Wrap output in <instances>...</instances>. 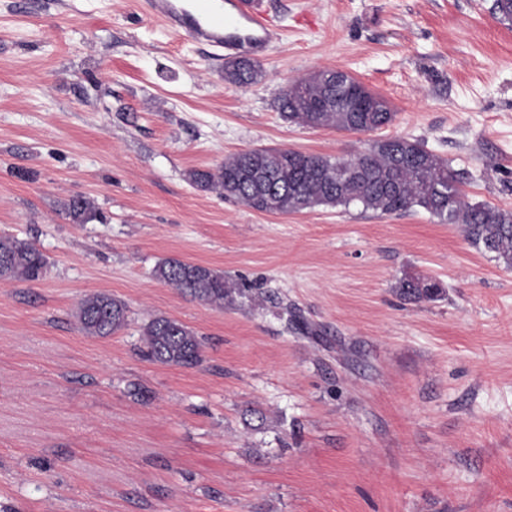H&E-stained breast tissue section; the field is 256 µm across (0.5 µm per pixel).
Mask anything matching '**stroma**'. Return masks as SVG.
I'll list each match as a JSON object with an SVG mask.
<instances>
[{"label":"stroma","instance_id":"obj_1","mask_svg":"<svg viewBox=\"0 0 512 512\" xmlns=\"http://www.w3.org/2000/svg\"><path fill=\"white\" fill-rule=\"evenodd\" d=\"M261 2L281 35L238 88L138 0H0V234L48 261L0 282V512H512V270L422 210L270 215L186 178L402 136L512 209V28L493 0ZM323 67L394 122L284 120L282 90ZM75 195L102 220L73 223ZM167 258L245 295L193 300L154 276ZM408 276L443 292L404 298ZM98 292L129 309L117 334L79 330ZM159 316L198 333L199 365L145 356Z\"/></svg>","mask_w":512,"mask_h":512}]
</instances>
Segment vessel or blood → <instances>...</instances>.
Masks as SVG:
<instances>
[{
    "mask_svg": "<svg viewBox=\"0 0 512 512\" xmlns=\"http://www.w3.org/2000/svg\"><path fill=\"white\" fill-rule=\"evenodd\" d=\"M141 10L146 18L231 56L261 52L279 36L275 23L251 0H142Z\"/></svg>",
    "mask_w": 512,
    "mask_h": 512,
    "instance_id": "vessel-or-blood-1",
    "label": "vessel or blood"
}]
</instances>
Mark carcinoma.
Masks as SVG:
<instances>
[{
  "mask_svg": "<svg viewBox=\"0 0 512 512\" xmlns=\"http://www.w3.org/2000/svg\"><path fill=\"white\" fill-rule=\"evenodd\" d=\"M492 11L512 25V0H494ZM264 77L261 64L250 58L224 62V83L245 87ZM281 116L290 123L347 132H372L390 124L395 113L385 97L370 91L349 73L324 68L291 81L278 99ZM187 180L201 191H219L262 213L288 214L318 207H348L395 214L421 208L442 224H459L465 239L512 268V209L472 203L461 189L463 175L447 159L419 140L405 137L375 139L350 159L291 149H248L224 158L213 170H191ZM77 224L98 218L93 201L84 195L64 204ZM0 260L7 261L6 278L34 282L45 272L47 260L30 241L0 235ZM156 278L180 292L218 308L243 294L237 283L213 268L169 258L154 269ZM414 300L432 299L441 286L410 277L398 284ZM80 330L87 336H109L127 324L128 308L106 295L85 297L78 308ZM142 336L148 357L163 365L193 367L201 363L197 334L168 317L152 319Z\"/></svg>",
  "mask_w": 512,
  "mask_h": 512,
  "instance_id": "carcinoma-1",
  "label": "carcinoma"
}]
</instances>
